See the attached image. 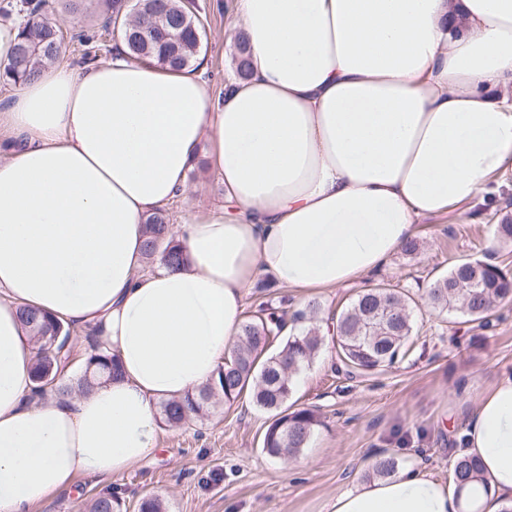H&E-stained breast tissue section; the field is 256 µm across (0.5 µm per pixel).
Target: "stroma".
Masks as SVG:
<instances>
[{"label": "stroma", "mask_w": 512, "mask_h": 512, "mask_svg": "<svg viewBox=\"0 0 512 512\" xmlns=\"http://www.w3.org/2000/svg\"><path fill=\"white\" fill-rule=\"evenodd\" d=\"M205 27L203 77L213 98L235 72L240 31L235 0H197ZM97 0L73 11L64 0H43L42 11L61 29L60 63L81 62L79 33L96 18ZM224 203V188L212 173L188 180L185 196L166 208L170 223L181 222ZM512 213V171L493 187L489 202L465 218L440 217L418 225L424 241L418 256L396 253L378 272L309 299L290 298L296 311L318 301L324 314L341 310L359 291L375 284H397L417 291L445 275L460 258L492 257L512 270V242L495 236L502 212ZM407 356L379 373L350 378L339 372L330 350H323L296 382L293 401L316 409L320 423L306 448L287 461L269 457L263 435L268 412L248 399L211 409L201 424L162 427L152 455L114 476L126 512H138L143 498L156 496L167 512H329L336 494L353 480L372 474L377 456L393 455L400 466L424 465L447 479L457 442L449 417L464 419L502 372H512V302L498 307L492 329L455 322L453 316L421 307Z\"/></svg>", "instance_id": "stroma-1"}]
</instances>
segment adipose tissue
Returning a JSON list of instances; mask_svg holds the SVG:
<instances>
[{"label": "adipose tissue", "mask_w": 512, "mask_h": 512, "mask_svg": "<svg viewBox=\"0 0 512 512\" xmlns=\"http://www.w3.org/2000/svg\"><path fill=\"white\" fill-rule=\"evenodd\" d=\"M249 75L213 100L189 68L49 66L0 107V512H36L156 447L159 405L207 384L260 278L304 295L381 269L424 221L512 169V0H238ZM223 207L176 225L186 260L146 269L144 223L187 189L201 142ZM116 355L120 374L38 401L18 305ZM465 488L407 466L329 512H502L512 374L460 421ZM452 481L458 486H463L479 477L477 463L466 456H457L451 468Z\"/></svg>", "instance_id": "adipose-tissue-1"}]
</instances>
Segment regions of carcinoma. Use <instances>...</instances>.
Returning a JSON list of instances; mask_svg holds the SVG:
<instances>
[{
  "label": "carcinoma",
  "instance_id": "1",
  "mask_svg": "<svg viewBox=\"0 0 512 512\" xmlns=\"http://www.w3.org/2000/svg\"><path fill=\"white\" fill-rule=\"evenodd\" d=\"M112 0V11L101 26L78 36L89 47L84 60L92 62L102 33L119 25L130 56L157 65L181 68L198 60L204 35L200 20L185 0H136V10L127 12ZM25 20L11 60L0 65V80L19 86L42 67L51 65L62 51V37L41 14V3H27ZM167 217L156 212L145 221L144 255L146 265L179 266L185 259L181 245L168 236ZM429 304L441 312H458L482 329L492 327L491 316L501 303L512 301V273L482 260L460 259L447 275L431 282L426 289ZM418 303L410 291L398 286L377 285L357 294L336 315L332 350L351 375H370L393 367L409 351L414 333ZM320 305L311 301L306 309L288 317V300L262 299L242 326L237 342L224 357V365L197 394L161 404L162 421L180 426L202 420L218 404H232L246 395L260 410L273 413L263 436V450L271 457L288 459L304 448L317 426L314 409H291L288 402L293 381L309 367L325 346L318 318ZM19 320L38 346L32 370L37 391L69 392L87 390L97 381L119 375L114 356L97 348L87 352L83 373L66 378L63 368L70 362L73 330L26 307L18 310ZM293 327L285 343L275 352L271 343L282 335L287 322ZM399 462L392 456L375 460L374 471L385 477L393 474ZM452 481L463 486L479 477L477 463L466 457L455 458ZM118 495L101 493L93 499L89 512H123Z\"/></svg>",
  "mask_w": 512,
  "mask_h": 512
}]
</instances>
